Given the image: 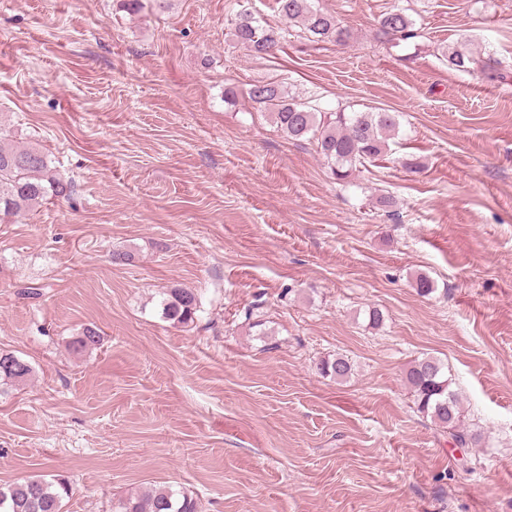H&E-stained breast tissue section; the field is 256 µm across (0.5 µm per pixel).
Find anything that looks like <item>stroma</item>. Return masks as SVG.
<instances>
[{
  "label": "stroma",
  "instance_id": "stroma-1",
  "mask_svg": "<svg viewBox=\"0 0 512 512\" xmlns=\"http://www.w3.org/2000/svg\"><path fill=\"white\" fill-rule=\"evenodd\" d=\"M313 3L348 45L287 26L256 59L231 29L279 24L275 0H0V132L72 183L0 223V352L33 369L0 386V484L64 476L65 512L156 487L202 512H512V0ZM397 5L421 35L380 43ZM463 36L466 72L443 54ZM270 79L397 113L388 155L336 181L253 109ZM174 287L199 299L185 327L161 315ZM87 326L99 346L70 353ZM339 355L352 375L320 374ZM425 356L482 447L417 411Z\"/></svg>",
  "mask_w": 512,
  "mask_h": 512
}]
</instances>
